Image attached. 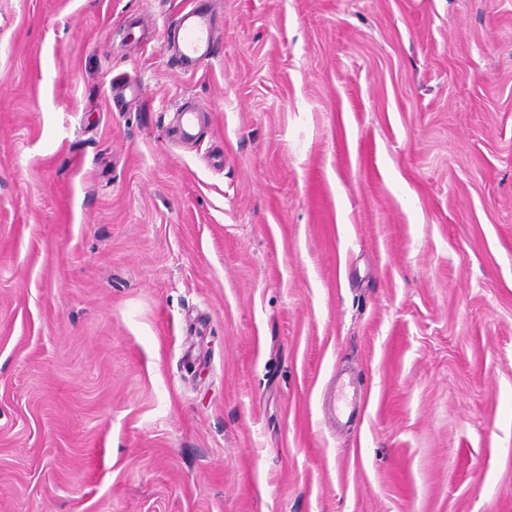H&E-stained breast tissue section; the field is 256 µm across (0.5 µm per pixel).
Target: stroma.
I'll return each mask as SVG.
<instances>
[{"instance_id":"stroma-1","label":"stroma","mask_w":512,"mask_h":512,"mask_svg":"<svg viewBox=\"0 0 512 512\" xmlns=\"http://www.w3.org/2000/svg\"><path fill=\"white\" fill-rule=\"evenodd\" d=\"M187 2L0 0V512H512V0ZM178 30L177 60L181 67H195L209 60L215 45V27L210 16L195 7L182 11L176 20Z\"/></svg>"}]
</instances>
